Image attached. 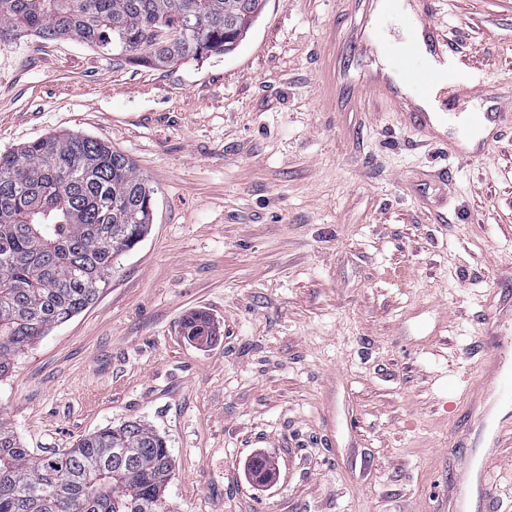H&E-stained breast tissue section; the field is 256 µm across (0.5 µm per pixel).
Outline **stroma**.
Listing matches in <instances>:
<instances>
[{
    "mask_svg": "<svg viewBox=\"0 0 512 512\" xmlns=\"http://www.w3.org/2000/svg\"><path fill=\"white\" fill-rule=\"evenodd\" d=\"M375 2L265 0L234 53L161 69L0 44V154L79 132L155 189L95 303L0 377L33 454L136 421L175 459L169 512H435L486 315L512 293V105L468 160L357 97ZM436 9L449 55L512 90V0ZM193 311L211 342L184 336Z\"/></svg>",
    "mask_w": 512,
    "mask_h": 512,
    "instance_id": "stroma-1",
    "label": "stroma"
}]
</instances>
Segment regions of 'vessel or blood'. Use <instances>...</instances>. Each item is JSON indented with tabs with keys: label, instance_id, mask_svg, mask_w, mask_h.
Wrapping results in <instances>:
<instances>
[{
	"label": "vessel or blood",
	"instance_id": "1",
	"mask_svg": "<svg viewBox=\"0 0 512 512\" xmlns=\"http://www.w3.org/2000/svg\"><path fill=\"white\" fill-rule=\"evenodd\" d=\"M384 20L397 23L404 32L400 41L374 40L369 48L384 59L387 72H376L363 92L397 112L415 135L439 141L440 126H453L465 157L486 155L495 134L498 115L475 112H427L420 103L445 82L465 85L470 94L491 99V85L471 72L463 59L448 55V35L434 21L436 0H417L412 12H404L398 0H385ZM484 341L492 352L468 385L470 409L465 429L456 430L448 449L460 459L440 512H498L490 489L486 461L503 440L512 439V311L490 312ZM506 413H499V406Z\"/></svg>",
	"mask_w": 512,
	"mask_h": 512
}]
</instances>
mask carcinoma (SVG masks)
<instances>
[{
  "instance_id": "carcinoma-1",
  "label": "carcinoma",
  "mask_w": 512,
  "mask_h": 512,
  "mask_svg": "<svg viewBox=\"0 0 512 512\" xmlns=\"http://www.w3.org/2000/svg\"><path fill=\"white\" fill-rule=\"evenodd\" d=\"M261 11L262 0H0V42L76 40L159 69L233 52ZM153 195L129 157L88 136L51 134L0 156V377L93 304L147 236ZM183 333L209 339L210 319L187 317ZM173 467L167 440L137 422L35 457L0 419V512H164Z\"/></svg>"
}]
</instances>
